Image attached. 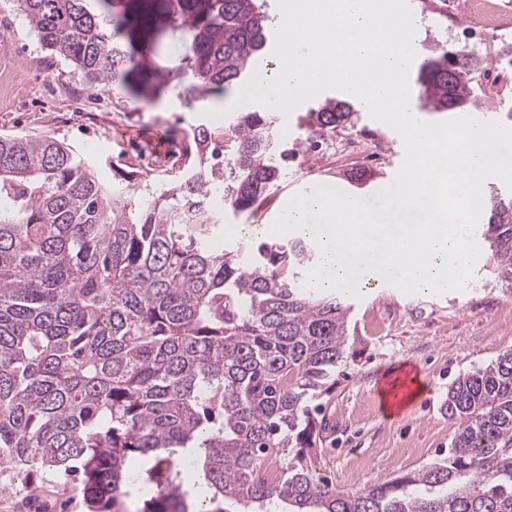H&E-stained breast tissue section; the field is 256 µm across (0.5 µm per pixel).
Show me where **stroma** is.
<instances>
[{
  "mask_svg": "<svg viewBox=\"0 0 512 512\" xmlns=\"http://www.w3.org/2000/svg\"><path fill=\"white\" fill-rule=\"evenodd\" d=\"M421 21L418 42L458 47L468 27L467 13L449 14L444 0H409ZM12 74L13 90L0 91V135L50 136L80 154L106 184L126 176L162 182L180 181L196 161L192 130L204 125L227 129L233 114L213 117L221 95L205 109L186 108L176 92L164 90L147 103L115 84L92 85L66 62L51 56L25 24L16 0H0V73ZM338 90L300 105L290 116H277L281 142L288 151L283 174L266 200L251 211L225 210L219 241L229 247L264 241L296 193L311 194L319 185L364 197L379 205L377 185L404 154L400 135L355 109L346 132L373 130L389 143L385 158L360 160L371 170L364 183L348 179V165L325 159L313 145L301 118ZM164 129L163 146H151L153 129ZM354 332L353 358L347 360L336 388L322 401L329 422L314 457L320 476L353 490L413 473L447 456L455 431L444 402L458 375L487 366L512 350V284L495 277L488 252H481L472 279L462 289L440 294H406L396 288L345 294ZM0 512H86L82 486L41 470L31 478L0 472Z\"/></svg>",
  "mask_w": 512,
  "mask_h": 512,
  "instance_id": "obj_1",
  "label": "stroma"
}]
</instances>
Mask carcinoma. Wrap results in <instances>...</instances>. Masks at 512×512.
Here are the masks:
<instances>
[{"instance_id":"carcinoma-1","label":"carcinoma","mask_w":512,"mask_h":512,"mask_svg":"<svg viewBox=\"0 0 512 512\" xmlns=\"http://www.w3.org/2000/svg\"><path fill=\"white\" fill-rule=\"evenodd\" d=\"M30 29L90 84L148 97L170 78L196 109L246 79L270 30L265 0H17ZM183 31L173 65L158 37ZM461 74L448 85V66ZM486 68L441 43L417 73L421 106L456 112ZM353 114L329 100L313 135ZM288 157L270 113L240 112L224 155L175 186L101 182L49 136L0 137V468L79 476L89 512H512V351L458 376L448 456L380 486L318 475L311 403L336 388L350 308L305 287L311 241L214 245L222 210L246 212ZM482 240L512 282V191L484 195ZM143 458L133 473L128 461Z\"/></svg>"}]
</instances>
